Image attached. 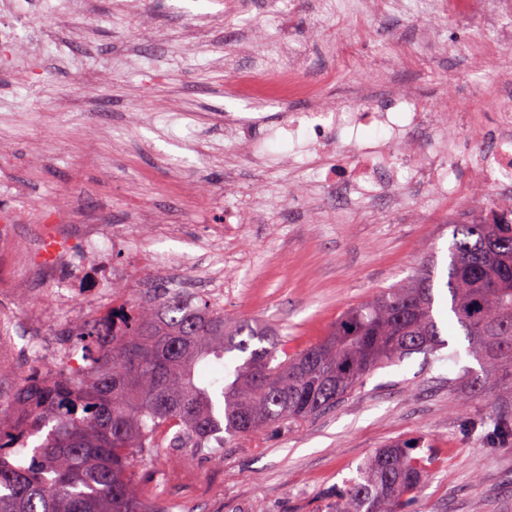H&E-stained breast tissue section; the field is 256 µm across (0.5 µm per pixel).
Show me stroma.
<instances>
[{
    "mask_svg": "<svg viewBox=\"0 0 512 512\" xmlns=\"http://www.w3.org/2000/svg\"><path fill=\"white\" fill-rule=\"evenodd\" d=\"M40 0H18L26 18L19 47L25 69L0 60V313L27 322L0 358V395L19 375L47 364L73 326L103 316L111 284L83 278L82 305L61 308L55 284L38 279L39 228L47 211L96 213L102 243L128 225L127 252L108 263L144 272L156 287L182 266L193 294L231 318L278 328L288 351L321 339L337 318L377 290L436 268L434 315L450 328L452 360L415 354L378 369L329 411L297 425L224 442V457L157 448L139 459L140 494L173 512H324V498L357 475L385 444L422 440L435 451L413 512H512V445L487 443L482 420L512 409V383L487 376L451 325L447 279L453 227L476 211L466 195L434 200L406 185L391 205L366 187L344 213L317 184L321 160L296 152L279 123L306 112L305 98L263 106L225 90L256 59L282 58L285 41L312 68L333 67L332 47H352L348 69L326 98L365 108L362 79L393 80L426 106H448V133L467 150L475 129L492 126L495 71L475 60L489 33L476 17L428 23L426 0L335 28L336 0H94L75 21L89 47L30 54L40 37ZM251 122L247 144L224 136V122ZM249 212L221 238L225 206Z\"/></svg>",
    "mask_w": 512,
    "mask_h": 512,
    "instance_id": "obj_1",
    "label": "stroma"
}]
</instances>
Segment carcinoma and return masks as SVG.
I'll return each instance as SVG.
<instances>
[{
	"instance_id": "obj_1",
	"label": "carcinoma",
	"mask_w": 512,
	"mask_h": 512,
	"mask_svg": "<svg viewBox=\"0 0 512 512\" xmlns=\"http://www.w3.org/2000/svg\"><path fill=\"white\" fill-rule=\"evenodd\" d=\"M445 287L450 312L487 375L512 377V216L453 225ZM434 271L384 288L348 309L328 336L290 353L279 333L231 319L172 289L69 332L79 380L47 368L0 400V512H169L136 488L135 460L169 443L209 448L222 434L294 425L335 407L375 370L447 341L433 315ZM242 362L225 372V357ZM215 370L211 377L202 376ZM496 437L512 439L497 411ZM172 438H167L171 429ZM30 456L18 449L42 430ZM433 457L390 443L329 495L327 512H408Z\"/></svg>"
}]
</instances>
